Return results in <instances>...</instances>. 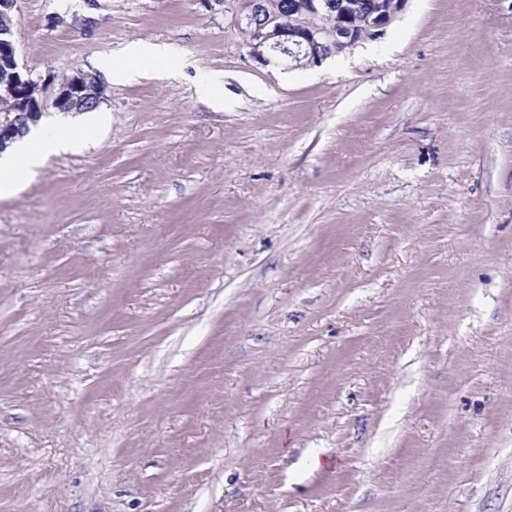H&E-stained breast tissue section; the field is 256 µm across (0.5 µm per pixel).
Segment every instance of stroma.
I'll use <instances>...</instances> for the list:
<instances>
[{"instance_id":"stroma-1","label":"stroma","mask_w":512,"mask_h":512,"mask_svg":"<svg viewBox=\"0 0 512 512\" xmlns=\"http://www.w3.org/2000/svg\"><path fill=\"white\" fill-rule=\"evenodd\" d=\"M15 40L108 122L0 200V512H512V0L319 66L200 0ZM136 40L166 77L111 82ZM168 56L169 47L167 45L138 41L129 43L123 58L132 60L142 69L162 74ZM89 89L95 91V103L98 105L102 91L93 76L82 72L64 76L57 83L53 105L61 112L77 111Z\"/></svg>"}]
</instances>
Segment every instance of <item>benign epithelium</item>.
I'll return each instance as SVG.
<instances>
[{
  "mask_svg": "<svg viewBox=\"0 0 512 512\" xmlns=\"http://www.w3.org/2000/svg\"><path fill=\"white\" fill-rule=\"evenodd\" d=\"M18 0H0V64L8 68L0 79V98L10 99L9 109L0 112V152L17 131L21 118L32 119L43 111V84L33 79L19 63L12 19ZM211 11L232 13V21L243 36L249 56L268 64L256 49L265 45L269 50L292 61L304 54L312 65L351 49L361 37H374L392 22L407 0H290L288 11L266 10L262 0H200ZM314 15L332 19V24L309 22ZM95 91V102L102 91L95 78L78 72L65 76L57 83L53 100L61 112L76 111L88 90Z\"/></svg>",
  "mask_w": 512,
  "mask_h": 512,
  "instance_id": "7a95c632",
  "label": "benign epithelium"
}]
</instances>
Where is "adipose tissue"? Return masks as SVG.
<instances>
[{
    "label": "adipose tissue",
    "mask_w": 512,
    "mask_h": 512,
    "mask_svg": "<svg viewBox=\"0 0 512 512\" xmlns=\"http://www.w3.org/2000/svg\"><path fill=\"white\" fill-rule=\"evenodd\" d=\"M168 56V46L132 42L126 49L127 65H109L108 73L112 81H122L130 76V66L135 63L142 69L159 74ZM105 120V115L94 109L63 124L50 125L41 121L30 126L26 134L0 154V198L13 195L49 156L95 142Z\"/></svg>",
    "instance_id": "obj_1"
}]
</instances>
